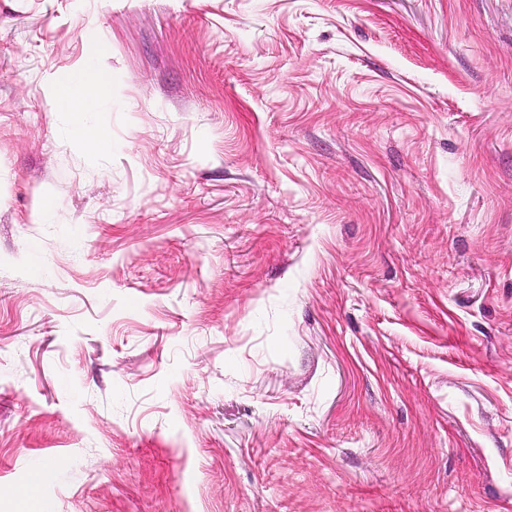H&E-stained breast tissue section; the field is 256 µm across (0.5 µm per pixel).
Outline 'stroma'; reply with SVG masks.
I'll use <instances>...</instances> for the list:
<instances>
[{"label":"stroma","instance_id":"stroma-1","mask_svg":"<svg viewBox=\"0 0 512 512\" xmlns=\"http://www.w3.org/2000/svg\"><path fill=\"white\" fill-rule=\"evenodd\" d=\"M33 481L512 512V0H0V512ZM107 85L99 75H88L85 77L79 96L72 97L66 93L60 95L61 104L64 109L75 114L84 112L86 105L107 93Z\"/></svg>","mask_w":512,"mask_h":512}]
</instances>
